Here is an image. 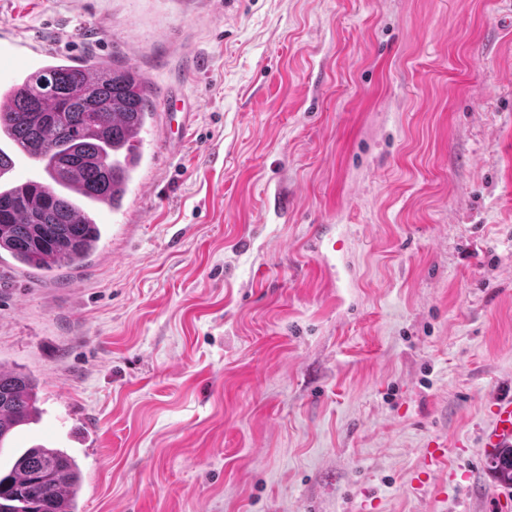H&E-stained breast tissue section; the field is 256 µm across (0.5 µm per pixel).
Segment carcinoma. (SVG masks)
<instances>
[{
    "label": "carcinoma",
    "mask_w": 512,
    "mask_h": 512,
    "mask_svg": "<svg viewBox=\"0 0 512 512\" xmlns=\"http://www.w3.org/2000/svg\"><path fill=\"white\" fill-rule=\"evenodd\" d=\"M0 96V138L36 158L47 182L0 183V252L24 267L59 277L83 267L105 233L97 207L116 208L134 178L130 142L154 115L148 83L111 61L80 65L50 56ZM40 382L0 359V443L40 419ZM496 482L512 488V447L495 455ZM82 470L63 448L37 444L0 474V512H78Z\"/></svg>",
    "instance_id": "carcinoma-1"
}]
</instances>
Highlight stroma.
Here are the masks:
<instances>
[{"label":"stroma","mask_w":512,"mask_h":512,"mask_svg":"<svg viewBox=\"0 0 512 512\" xmlns=\"http://www.w3.org/2000/svg\"><path fill=\"white\" fill-rule=\"evenodd\" d=\"M511 18L512 0H0V37L115 59L193 112L100 209L80 286L0 265V356L45 410L0 467L67 448L79 512H493ZM177 102H182V105L180 107L181 112H163V120L165 119L166 126H165V132H162V138L164 141L165 146H167V149L171 152H177L180 147L182 146L186 135L189 131L190 126V119L192 112H190V107L187 105L184 101L179 99L176 94L172 92H167L165 96L163 97L162 104L163 109L167 110L171 108L173 105H175ZM178 117L179 121L177 123V135L173 136L171 133H168L166 131L167 127L170 128V120L172 117ZM169 121V125H168ZM171 130V128H170Z\"/></svg>","instance_id":"1"}]
</instances>
